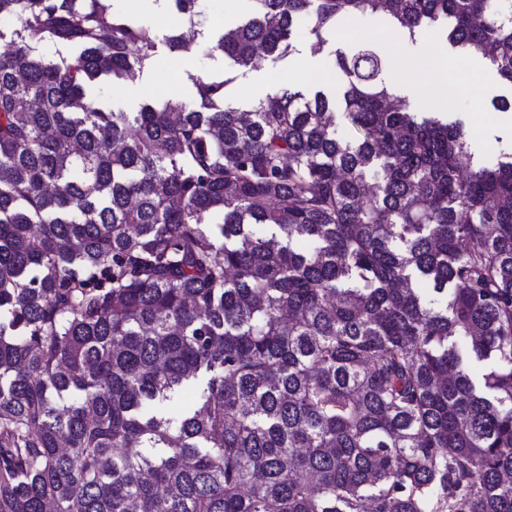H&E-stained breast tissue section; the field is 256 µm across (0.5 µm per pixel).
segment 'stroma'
Wrapping results in <instances>:
<instances>
[{"mask_svg":"<svg viewBox=\"0 0 512 512\" xmlns=\"http://www.w3.org/2000/svg\"><path fill=\"white\" fill-rule=\"evenodd\" d=\"M251 0H237L234 11H227L226 0H201L205 35L196 39L183 58H172L160 50L158 60L142 80L114 82L103 86L99 99L108 107L127 112L137 111L143 98L163 102L171 98H189L191 89L183 78L184 69L227 71L233 74L231 102L247 108L274 88L297 82L306 93L321 90L332 97L342 95L343 78L336 72L337 51H350L360 40H371L375 48L392 56L397 66L388 75V82L405 96L412 109H421V101L413 95L410 82L418 76L424 60L431 51L447 55L457 90L449 106L450 119L460 120L468 134L469 150L474 158L493 161L500 152L512 150V114L495 111L493 103L500 97H512V85L503 81L486 59L472 53L452 49L435 30H423L415 40H401L391 45L395 31L392 21L379 13H365L344 21L339 34L328 36L321 51L310 48L312 38L308 28H300L293 52L286 58L265 57L245 69L219 54H209L207 37L244 21L251 10ZM480 66L484 82L471 84V66Z\"/></svg>","mask_w":512,"mask_h":512,"instance_id":"obj_1","label":"stroma"}]
</instances>
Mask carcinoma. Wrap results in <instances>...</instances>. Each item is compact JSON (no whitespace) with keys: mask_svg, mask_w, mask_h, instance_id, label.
<instances>
[{"mask_svg":"<svg viewBox=\"0 0 512 512\" xmlns=\"http://www.w3.org/2000/svg\"><path fill=\"white\" fill-rule=\"evenodd\" d=\"M113 0H0V512H512V151L415 112L371 43L336 102L186 71ZM239 67L367 11L512 84V0H253ZM60 50L54 59L41 51ZM471 161L467 178L463 160Z\"/></svg>","mask_w":512,"mask_h":512,"instance_id":"obj_1","label":"carcinoma"}]
</instances>
